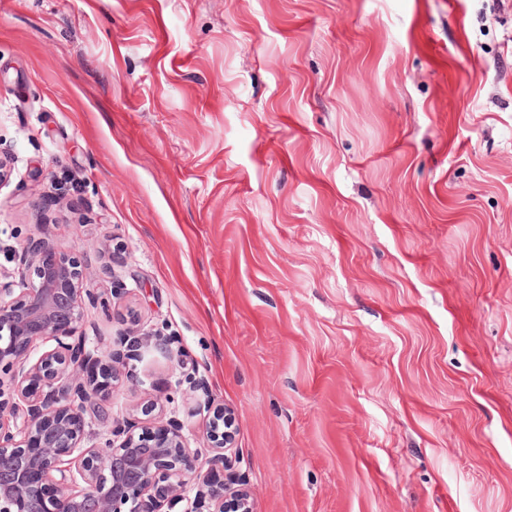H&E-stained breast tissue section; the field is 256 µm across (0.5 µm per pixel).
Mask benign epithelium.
<instances>
[{"label": "benign epithelium", "mask_w": 512, "mask_h": 512, "mask_svg": "<svg viewBox=\"0 0 512 512\" xmlns=\"http://www.w3.org/2000/svg\"><path fill=\"white\" fill-rule=\"evenodd\" d=\"M19 279L0 282V512H166L187 488L189 512H253L243 489L226 499L212 472L234 473L231 413L217 412L223 429L209 435L212 455L190 450L183 425L112 421L100 447L82 448L84 413L106 401L120 367L139 357L142 341L105 352L70 341L95 304L89 278L49 232L19 255ZM57 347L30 362L39 340Z\"/></svg>", "instance_id": "7a95c632"}]
</instances>
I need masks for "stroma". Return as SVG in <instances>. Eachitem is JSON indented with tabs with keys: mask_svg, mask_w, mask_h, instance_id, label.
<instances>
[{
	"mask_svg": "<svg viewBox=\"0 0 512 512\" xmlns=\"http://www.w3.org/2000/svg\"><path fill=\"white\" fill-rule=\"evenodd\" d=\"M0 152V278L174 339L85 445L209 399L254 512H512V0H0Z\"/></svg>",
	"mask_w": 512,
	"mask_h": 512,
	"instance_id": "stroma-1",
	"label": "stroma"
}]
</instances>
